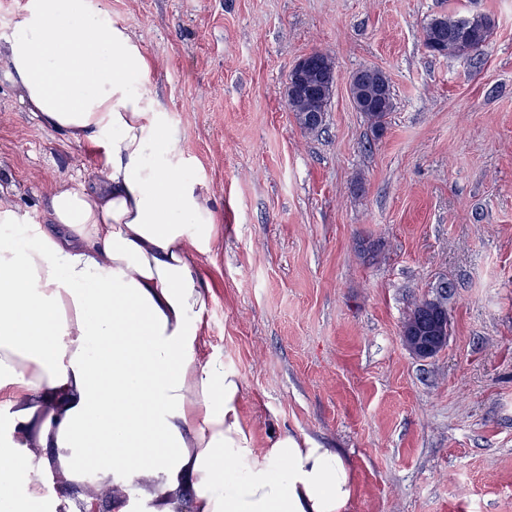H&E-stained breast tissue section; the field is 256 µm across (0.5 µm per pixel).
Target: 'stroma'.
Segmentation results:
<instances>
[{"label":"stroma","mask_w":512,"mask_h":512,"mask_svg":"<svg viewBox=\"0 0 512 512\" xmlns=\"http://www.w3.org/2000/svg\"><path fill=\"white\" fill-rule=\"evenodd\" d=\"M100 2L150 60L143 93L219 216L197 257L201 355L239 374L257 446L342 449L349 512H512V0ZM448 13L494 19L477 59L424 47ZM314 51L337 76L319 135L284 98ZM367 65L394 101L377 138L348 87ZM100 171L21 102L0 48V202L40 223L56 186ZM444 280L448 342L420 359L400 329Z\"/></svg>","instance_id":"35a3bbf8"}]
</instances>
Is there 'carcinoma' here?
I'll list each match as a JSON object with an SVG mask.
<instances>
[{"mask_svg":"<svg viewBox=\"0 0 512 512\" xmlns=\"http://www.w3.org/2000/svg\"><path fill=\"white\" fill-rule=\"evenodd\" d=\"M493 29V19L485 14H474L459 17L448 14L432 18L422 31L423 44L432 53L442 52L448 56L478 53L488 42ZM383 71L375 66L361 68L363 85L372 96L362 103L364 116L368 121L374 137H380L387 123L394 102L390 85L382 79ZM288 111L294 113L300 129L311 135H318L326 130V116L320 120L309 121L311 113L304 111V106L297 100L288 101ZM455 284L446 280L441 282L436 293L431 296L432 305H425L420 300L413 308L406 321L423 332L431 331L433 324L440 316H448V300L454 294Z\"/></svg>","mask_w":512,"mask_h":512,"instance_id":"1","label":"carcinoma"}]
</instances>
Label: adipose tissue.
<instances>
[{
	"mask_svg": "<svg viewBox=\"0 0 512 512\" xmlns=\"http://www.w3.org/2000/svg\"><path fill=\"white\" fill-rule=\"evenodd\" d=\"M95 0H26L6 43L40 124L96 146L98 185L52 190L47 221L0 205V512H58L47 475L93 468L112 512H348L341 449L258 447L243 388L198 350L217 214L180 172V134L136 84L152 66Z\"/></svg>",
	"mask_w": 512,
	"mask_h": 512,
	"instance_id": "obj_1",
	"label": "adipose tissue"
}]
</instances>
